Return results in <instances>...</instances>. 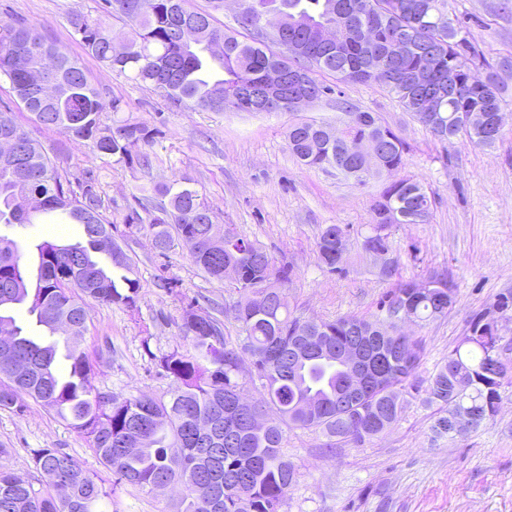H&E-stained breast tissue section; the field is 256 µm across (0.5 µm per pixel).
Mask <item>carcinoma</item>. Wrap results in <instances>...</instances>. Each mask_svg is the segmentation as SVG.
I'll return each instance as SVG.
<instances>
[{"mask_svg": "<svg viewBox=\"0 0 512 512\" xmlns=\"http://www.w3.org/2000/svg\"><path fill=\"white\" fill-rule=\"evenodd\" d=\"M242 2L238 23L257 32L250 42L216 27L211 13L186 9L185 0H103L102 14H76L71 25L87 54L164 92L177 105L253 112L258 102L252 93L265 89L273 72L282 76L276 90L282 101L301 88L292 75L302 71L309 74L308 89L330 95L332 87L311 77L326 71L340 83L382 85L440 140L464 136L492 145L500 138L495 117L505 99L497 75L467 26L458 19L448 26V0H373L367 13L358 9L360 0ZM271 5L283 22L268 36L258 21ZM110 17L130 28L120 47L110 38ZM321 28L339 31L341 40H324ZM268 39L289 52L271 50ZM477 62L488 69L482 79L473 75ZM2 77L38 123L89 145L107 164L132 163L133 152L159 134L145 123L118 117L104 123L100 93L78 61L34 26L0 27ZM336 106L351 117L337 136L316 120L288 126V149L302 165L332 169L349 180L358 166L356 146L366 137L383 143L373 174L404 165L405 142L378 115L339 98ZM473 113L483 117L485 129L471 126ZM6 134L19 145L21 160L0 161V224H37L57 215L82 225L84 242L35 245L38 267L31 278L16 242L0 236V323L12 328L10 336L0 335V409L21 410L24 396L47 406L88 441L115 482L109 490L73 456L39 448L32 453L33 468L42 476L37 487L28 475L0 465V512H100L101 501L111 498L116 487L151 493L160 482L181 488L173 512H281L297 480L295 465L283 450L284 428L315 429L329 439L362 445L400 420L408 396L418 390L421 347L414 343L413 354L404 356L388 330L403 310L421 321L436 318L448 281L431 276L427 282L432 287L419 290L415 280L402 282L385 295L372 318L293 317L283 294L291 266L275 265L261 244L237 233L213 244L212 207L176 178L157 187L158 204L131 210L124 223L146 230L161 257L185 246L194 266L210 278L224 280L227 259L241 263L231 306L236 342L193 299L182 306L178 320L186 347L156 354L149 338L142 340L156 373L174 379L175 389L161 398L100 392L94 384L96 367L79 347L87 331L80 295L135 309L140 283L134 265L116 241L100 246V237H112L113 224L103 214L94 176L72 187L44 148L9 113L0 112V139ZM431 207L432 197L419 182L391 183L373 204V233L363 245L388 249L392 225L424 224ZM316 248L323 272H346L336 267L338 254L348 253L342 225H326ZM96 253L107 256L112 273L95 259ZM17 306L26 307L50 336L57 335L56 323L65 315L75 329L61 342L36 340L16 324L12 311ZM315 335L339 353L367 343L382 362V378L355 403L337 404L345 383L339 367L320 356L288 366L291 346L302 336ZM499 341L497 325L475 317L468 334L429 377L426 402L437 406V436L455 438L448 434V417L459 407L470 408L478 426L496 415L500 388L512 371L510 364L493 375L491 354ZM61 346L68 362L64 373L56 368ZM243 353L250 357L248 368ZM246 375L259 382L253 405L273 415L265 428L248 425L239 410L236 389Z\"/></svg>", "mask_w": 512, "mask_h": 512, "instance_id": "carcinoma-1", "label": "carcinoma"}]
</instances>
